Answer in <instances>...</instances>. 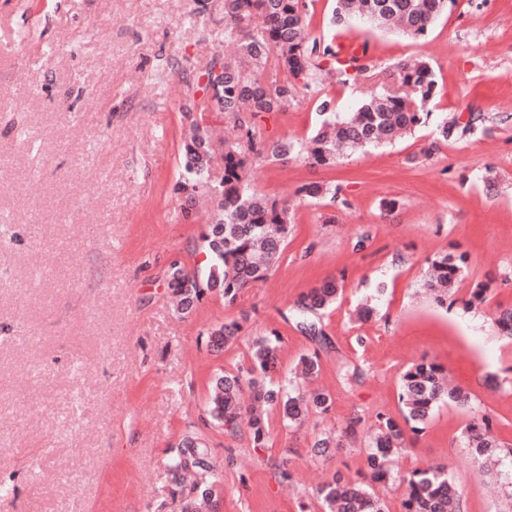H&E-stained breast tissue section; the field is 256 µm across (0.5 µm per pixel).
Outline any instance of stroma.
Segmentation results:
<instances>
[{"label": "stroma", "mask_w": 512, "mask_h": 512, "mask_svg": "<svg viewBox=\"0 0 512 512\" xmlns=\"http://www.w3.org/2000/svg\"><path fill=\"white\" fill-rule=\"evenodd\" d=\"M335 6L306 0L311 37L357 42L387 71L426 59L437 81L429 116L396 145L331 167L252 160L253 187L292 200L284 254L235 304L212 296L183 316L166 271L176 259L196 264L204 225L185 217L173 185L189 97L227 46L224 0H0V479L18 487L0 512H180L166 496L168 446L204 430L214 370L241 364L249 341L272 330L284 338L283 369L319 351L315 385L333 408L293 432L272 415L258 452L207 432L217 457L233 447L251 460L244 474L225 468L223 512H300L333 472L362 480L363 449L318 461L315 429L400 417V376L423 358L444 365L512 441V344L489 326L492 310L512 306V0H456L420 39L332 25ZM376 87L330 77L321 95L344 113ZM317 98L299 94L259 118L258 138L308 137ZM472 112L482 117L474 131L424 155L443 118ZM311 182L341 187L343 203L295 198ZM444 251L469 258L446 309L418 292L428 258ZM334 277L343 292L324 319L332 346L320 351L281 314ZM479 282L490 283L489 301L464 309ZM365 300L376 314L363 322L354 310ZM236 318L242 341L208 354L200 331ZM343 361L363 378L345 383ZM469 419L442 407L395 467L447 466L466 512H512V486L461 443ZM285 452L289 484L265 463Z\"/></svg>", "instance_id": "obj_1"}]
</instances>
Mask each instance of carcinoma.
<instances>
[{"label":"carcinoma","instance_id":"1","mask_svg":"<svg viewBox=\"0 0 512 512\" xmlns=\"http://www.w3.org/2000/svg\"><path fill=\"white\" fill-rule=\"evenodd\" d=\"M454 0H336L333 23L360 21L397 30L420 38ZM304 0H224V31L243 35L239 52L230 58H214L204 71L207 95L187 108L194 133L183 142L178 156L179 174L174 189L195 199H214L213 212L206 219V231L195 245L205 255L204 264L189 269L176 259L167 270L168 286L182 315L195 311L212 295L231 305L242 293L265 281L277 267L291 230L288 203L256 192L247 177L250 159L264 154L278 160L299 159L315 166H332L339 151L366 150L392 145L425 123L424 108L436 94L437 82L430 64L411 60L396 65L395 82L371 94L353 112L339 116L332 99L319 97L323 116L319 127L306 139H280L266 144L256 135V118L279 112L300 91L320 88L323 72L340 76L378 75L365 56L343 61L330 44L312 38L307 31ZM216 110L235 118V137L216 139L210 132L208 112ZM480 120L470 114L466 123L443 120L435 128L432 153L466 133ZM222 153L224 176L211 179V161ZM341 188L308 183L297 194L312 202H336ZM464 253H441L429 261L423 287L440 307L455 304L453 296L467 270ZM342 285L328 278L301 294L289 313L281 314L301 334L325 347L331 341L323 317L335 303ZM491 294L489 284L479 282L462 300L466 309L483 305ZM499 337L512 341V307H500L492 318ZM238 321L218 322L200 333L206 347L216 353L240 338ZM282 337L273 330L252 341L247 360L234 370L219 369L208 382V397L202 421L215 432L235 439L241 423L248 420L249 444L254 450L268 447L270 414L279 413L284 427L301 426L311 415H323L333 404L330 393L309 390L302 382L320 369L318 351L299 357L297 376H281L278 351ZM445 367L422 359L410 364L400 378L399 399L403 421L378 413L373 434L364 448L369 481L350 482L336 472L312 495L320 512H386L375 487L399 484L404 487L402 512H464L462 495L454 476L444 467L429 465L401 474L394 470L395 457L405 447L407 435L424 432L435 410L454 404L473 411L470 393L446 381ZM363 418L352 417L341 434L316 433L311 454L329 460L356 441ZM464 447L490 466L512 469V442L500 439L491 418L479 414L462 430ZM236 462L227 449L219 463L207 438L195 431L184 434L167 450V492L179 501L181 512H220L224 503V467ZM271 467L284 481L292 480L293 460L284 453Z\"/></svg>","mask_w":512,"mask_h":512}]
</instances>
